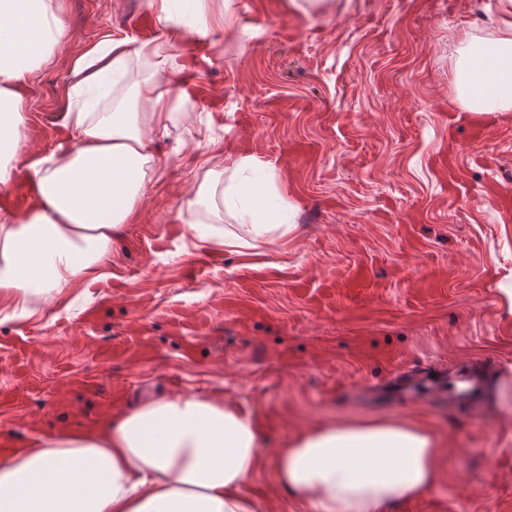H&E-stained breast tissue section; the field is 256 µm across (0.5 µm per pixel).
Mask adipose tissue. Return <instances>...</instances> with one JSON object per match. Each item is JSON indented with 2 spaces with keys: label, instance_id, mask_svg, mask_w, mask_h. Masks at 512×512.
<instances>
[{
  "label": "adipose tissue",
  "instance_id": "adipose-tissue-1",
  "mask_svg": "<svg viewBox=\"0 0 512 512\" xmlns=\"http://www.w3.org/2000/svg\"><path fill=\"white\" fill-rule=\"evenodd\" d=\"M70 37L61 0H0V191L14 185L26 91L55 48ZM457 100L471 115L512 112V0H500L492 39H459ZM158 57L160 77L136 85L109 112L69 113V137L56 153L32 158L37 190L23 212L0 208V312L34 317L96 280L112 262V235L134 223L152 159L153 135L168 130L183 65L166 45L110 36L73 60L75 94L119 81L131 57ZM219 187L204 181L189 212L222 199L237 231L216 233L193 220L197 247L250 249L268 232L294 235L273 171ZM260 449L250 420L220 398L158 399L119 424L68 430L0 463V512H256L241 492ZM437 444L423 428L359 421L314 428L280 455V484L302 492L309 512H390L436 480Z\"/></svg>",
  "mask_w": 512,
  "mask_h": 512
}]
</instances>
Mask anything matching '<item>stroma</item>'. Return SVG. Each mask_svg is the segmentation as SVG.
I'll list each match as a JSON object with an SVG mask.
<instances>
[{
    "label": "stroma",
    "instance_id": "obj_1",
    "mask_svg": "<svg viewBox=\"0 0 512 512\" xmlns=\"http://www.w3.org/2000/svg\"><path fill=\"white\" fill-rule=\"evenodd\" d=\"M201 0L177 45L192 114L156 135L137 223L67 309L0 315V440L20 449L120 420L149 399L219 397L256 426L242 489L306 512L277 478L301 433L365 420L427 429L434 486L392 512H512V112L471 145L458 39L492 36L499 0ZM70 31L32 78L19 164L67 131L71 61L107 34L158 40L146 0H63ZM271 164L296 235L195 248L206 172ZM456 166L467 186L448 190ZM374 283L355 295V275Z\"/></svg>",
    "mask_w": 512,
    "mask_h": 512
}]
</instances>
